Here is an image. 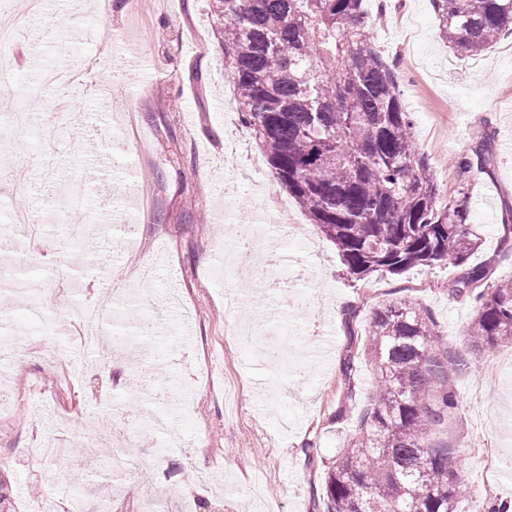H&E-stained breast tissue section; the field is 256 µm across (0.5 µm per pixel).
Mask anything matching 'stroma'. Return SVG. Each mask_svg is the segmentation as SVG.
Wrapping results in <instances>:
<instances>
[{
  "label": "stroma",
  "mask_w": 512,
  "mask_h": 512,
  "mask_svg": "<svg viewBox=\"0 0 512 512\" xmlns=\"http://www.w3.org/2000/svg\"><path fill=\"white\" fill-rule=\"evenodd\" d=\"M365 0L369 38L395 66L402 103L415 140L440 183L454 195L459 176L449 157L470 153L485 126L496 130L495 163L470 182L467 209L482 243L471 257L489 265L494 278L512 280V34L489 50L466 56L438 37L431 0ZM95 0H46L16 50L23 70L0 74V101L8 111L26 104L32 128L0 138V163L28 167L29 182L0 188V206L47 213L69 205L93 210L111 225L98 240L96 266L55 281L58 312L51 334H27L28 298L0 281V313L23 336L0 377V479L16 505L65 500L84 487L90 507L106 501L111 512H314L313 490L325 484V462L347 447L352 423L370 403L374 371L357 360L356 397L343 421H335L342 360L351 335H363L383 301L405 299L429 309L449 353H467L465 331L475 307L444 288L460 270L451 264L417 267L400 276L358 281L347 275L335 246L310 224L268 164L253 168L260 152L237 111L224 71V46L208 0H112L102 27L111 48L91 71L92 87L44 89L34 80L46 63L86 54L81 27L94 17ZM94 135L112 167L99 173L85 149ZM78 182L79 200L61 191ZM292 217L253 259L267 263L290 250L307 270L319 298L311 320L331 337L327 362L292 357L289 343L308 346L298 332L283 336L277 311L264 328L275 364H247L248 347L235 328L254 321L255 304L224 296V254L229 226L266 218L274 202ZM135 224L139 247L125 252V223ZM73 246L61 233L45 234L39 248L21 240L0 247L15 263L51 264L70 259ZM150 268L134 282L125 304L111 302L121 267ZM97 307L103 322L133 326L145 312L164 322L158 340L132 351L127 339L112 343V364L100 368L80 345L82 307ZM489 349L476 369L456 377L460 400L434 443L456 449L467 485L458 512H485L492 501L512 502V477L487 479V466L512 459V366ZM86 364L82 379L70 361ZM67 416L65 456L37 463L23 456L43 430L46 409ZM108 434L129 469L112 474L108 460L82 454L89 438ZM320 465L308 466L306 446ZM164 449L156 463L154 449Z\"/></svg>",
  "instance_id": "stroma-1"
}]
</instances>
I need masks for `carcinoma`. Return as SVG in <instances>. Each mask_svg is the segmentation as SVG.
Instances as JSON below:
<instances>
[{
    "instance_id": "obj_1",
    "label": "carcinoma",
    "mask_w": 512,
    "mask_h": 512,
    "mask_svg": "<svg viewBox=\"0 0 512 512\" xmlns=\"http://www.w3.org/2000/svg\"><path fill=\"white\" fill-rule=\"evenodd\" d=\"M448 47L483 53L512 26V0H431ZM224 36V71L242 122L276 179L365 281L448 261L462 272L451 298L476 311L471 353L512 347V283L488 284L487 266L465 267L481 243L468 223L469 178L494 164V131L456 158L458 199L442 201L413 135L393 65L368 36L364 0H210ZM363 352L377 381L350 446L327 465L318 512H455L464 491L455 450L433 432L458 408L452 378L470 362L448 355L431 312L407 301L377 308ZM358 353L343 362L344 409L355 398Z\"/></svg>"
}]
</instances>
